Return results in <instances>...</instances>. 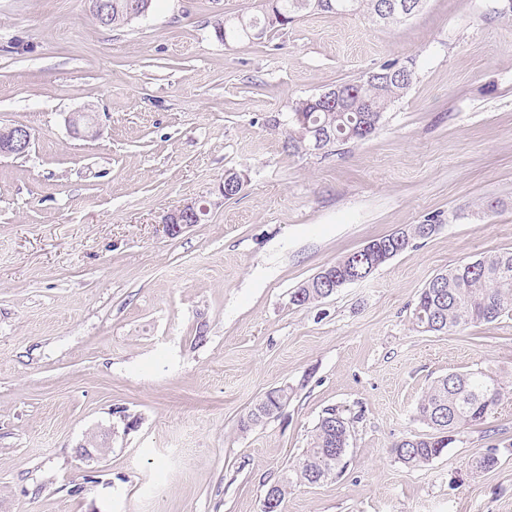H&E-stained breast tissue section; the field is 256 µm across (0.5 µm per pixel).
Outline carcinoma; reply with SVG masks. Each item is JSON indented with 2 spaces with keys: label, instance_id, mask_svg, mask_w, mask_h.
<instances>
[{
  "label": "carcinoma",
  "instance_id": "obj_1",
  "mask_svg": "<svg viewBox=\"0 0 512 512\" xmlns=\"http://www.w3.org/2000/svg\"><path fill=\"white\" fill-rule=\"evenodd\" d=\"M153 0H112V23L103 21L95 10L93 20L101 27L122 26L135 20L133 14L150 11ZM366 13L383 25L400 22L404 15L387 12L386 0H265L262 14L256 17L226 18L215 28L216 37L228 44L253 41L256 28L264 33L288 28L303 15L336 14L346 16ZM379 76L370 83L362 78L346 83V90L356 92L345 100L344 111L331 106H319L308 97L296 101L290 110L288 149L298 152L305 148L310 137L319 129L330 133V146L367 138L376 130H362V125L374 115L383 113L358 111V103L368 101L374 107L388 109L411 87L415 72L403 77V70L391 64L377 69ZM434 232L431 224H415L402 231L384 235L376 240L377 253L391 259L403 251L412 239H423ZM349 253L328 265V274L338 278L336 288L343 287L339 278L355 261ZM332 295L326 283L314 276L296 288L291 301L306 306ZM512 316V252L483 255L463 262L432 278L420 293L414 308L416 327L425 332L452 333L467 325L493 322L502 316ZM512 392L494 376L475 369L465 373H450L435 380L423 393L417 415L433 433L413 435L392 445L391 452L404 464L417 467L439 457L455 435L465 428L484 423ZM288 391L268 392L240 420L247 430L281 408ZM349 422L334 407L324 411L308 448L298 464L289 469L274 484L278 485L275 512H281L288 491L297 485L322 482L339 469L350 444Z\"/></svg>",
  "mask_w": 512,
  "mask_h": 512
}]
</instances>
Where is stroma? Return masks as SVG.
Returning a JSON list of instances; mask_svg holds the SVG:
<instances>
[{
    "mask_svg": "<svg viewBox=\"0 0 512 512\" xmlns=\"http://www.w3.org/2000/svg\"><path fill=\"white\" fill-rule=\"evenodd\" d=\"M259 3L155 0L112 29L88 0H0V127L34 135L0 157V512H262L331 406L351 422L346 466L282 512H512V399L428 464L390 451L427 433L416 407L438 377L482 369L512 390V316L451 334L412 318L436 274L512 251V5L218 40ZM387 62L416 79L370 138L285 149L293 102ZM75 112L96 137L72 134ZM228 169L245 181L231 200ZM188 201L206 215L167 236ZM427 222L365 279L292 304L323 267ZM288 399V391L285 389L268 392L262 399L254 404L240 420L242 430L250 429L253 424L258 425L264 418L281 408L284 400Z\"/></svg>",
    "mask_w": 512,
    "mask_h": 512,
    "instance_id": "obj_1",
    "label": "stroma"
}]
</instances>
